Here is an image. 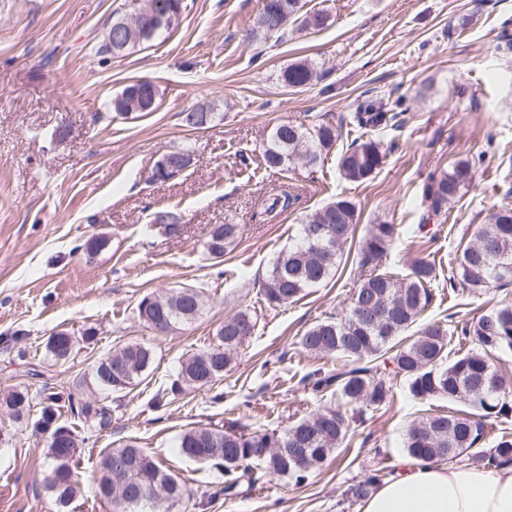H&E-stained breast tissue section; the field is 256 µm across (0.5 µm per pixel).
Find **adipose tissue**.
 I'll use <instances>...</instances> for the list:
<instances>
[{
	"label": "adipose tissue",
	"mask_w": 512,
	"mask_h": 512,
	"mask_svg": "<svg viewBox=\"0 0 512 512\" xmlns=\"http://www.w3.org/2000/svg\"><path fill=\"white\" fill-rule=\"evenodd\" d=\"M362 512H512V466L407 460L364 500Z\"/></svg>",
	"instance_id": "obj_1"
}]
</instances>
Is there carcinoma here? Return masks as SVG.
<instances>
[{"label":"carcinoma","instance_id":"cac0c4a2","mask_svg":"<svg viewBox=\"0 0 512 512\" xmlns=\"http://www.w3.org/2000/svg\"><path fill=\"white\" fill-rule=\"evenodd\" d=\"M181 0H147V14L138 28L125 34V47L116 53L122 57L131 50L152 42L162 32L178 27L182 14ZM302 0H263L253 29L254 36L297 30L321 29L329 16L323 11L304 13ZM288 89L305 88L317 78L308 63H295L280 75ZM157 89L150 82L134 81L112 97V111L118 115H139L156 108ZM403 111L387 107L382 99H367L358 104L352 115L356 127L367 132L396 129L402 125ZM343 126L314 123L306 128L290 122L274 127L263 152L265 164L272 170L286 171L296 164L299 152L310 148L306 166L321 161L323 151L333 147L342 136ZM386 156L381 142L368 138L352 142L340 156L342 176L350 182H364L380 168ZM474 175V163L460 160L448 170L432 172L421 188L419 230L444 217L448 203ZM293 204L285 191L269 195L263 214L274 219ZM181 215L171 209L154 213L153 222L165 227L169 236L182 233ZM323 229L311 239L307 229ZM355 204L338 198L317 208L300 224L297 240L281 251L272 263L265 286L268 306L294 302L307 289L326 282L339 268L347 242L355 237ZM396 236L393 224H373L360 241L356 254L358 267L367 274L351 293L345 310L331 314L310 326L299 344L315 358L336 355L350 365L335 372L318 368L302 382L318 394L334 399L336 404L300 418L282 430L245 431L196 426L179 438L180 454L208 465L224 477V485L207 495H232L243 481L254 482L253 468L260 466L271 476H288L301 482L307 473L318 469L332 454L339 452L351 435L353 423L367 410H378L393 396L392 378L401 376L413 398L423 400L434 395L462 405L446 414L429 415L408 428L403 449L413 461L457 462L466 458L474 467L496 468L512 465V433L506 430L494 438L486 449L480 446L485 437L483 420L512 416V383L508 382L487 359L492 350L512 349V303L502 302L454 335L452 325L442 321L421 324L419 319L433 300L432 286L437 280L435 263L426 258L416 260L409 272L399 276L380 270ZM238 225L215 224L208 233L205 249L219 258L234 250ZM452 290L476 293L512 282V209L494 208L479 225L476 240L457 251L448 277ZM204 307L203 292L196 287L173 288L163 295L146 294L138 302L140 321L157 330L168 331L197 319ZM377 309L383 317L373 321L364 311ZM255 322L247 312L224 319L208 347L183 360L166 393L173 396L187 389H210L234 360L237 349L249 338ZM474 342L481 351L471 349L448 359V344ZM46 352L56 362L73 357L76 348L71 337L59 330L48 337ZM153 364L152 349L140 342H128L101 357L93 367L96 385L106 393L120 392L138 385ZM73 414L87 422L106 426L105 408L80 398L69 397ZM20 423L29 422L32 408L40 405L35 426L48 432L46 453V488L59 508L67 507L80 494L74 457L64 453L61 442L77 439L75 431L58 423L56 395L26 389L8 393L0 399ZM119 460L133 464L131 472L114 476ZM97 496L112 505L114 512H173L168 503L154 497H140L136 490L164 488L168 499L184 501L193 496L187 485L174 473L163 468L146 450L127 444L106 452L98 463ZM382 476L374 473L352 484L347 491L354 502L368 498Z\"/></svg>","mask_w":512,"mask_h":512}]
</instances>
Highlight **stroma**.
<instances>
[{
  "mask_svg": "<svg viewBox=\"0 0 512 512\" xmlns=\"http://www.w3.org/2000/svg\"><path fill=\"white\" fill-rule=\"evenodd\" d=\"M125 3L0 0V396L23 387L57 395L62 420L82 439V492L68 512H112L94 490L108 449L137 444L198 496L221 476L180 454L185 430L232 423L280 430L322 408L301 379L342 362L307 355L299 338L346 307L360 270L348 260L329 283L281 307L265 303L263 282L299 222L329 201L355 204L358 235L373 224L396 225L388 266L404 272L418 258L435 261L439 276L423 321L450 315L462 324L512 302V284L482 295H457L448 284L458 246L491 207H512V53L497 49L503 25L512 26V0H306L308 11L328 13L325 28L258 39L250 32L261 0H185L175 30L123 57L99 54L106 23ZM462 14L472 24L449 34ZM300 62L317 67L319 79L284 88L282 69ZM140 79L155 84L156 109L113 118V96ZM425 84L428 96L417 97ZM370 96L404 100L407 111L400 128L378 135L389 147L382 169L352 183L338 159L363 137L349 119ZM200 103L212 104L218 119L207 129L183 126L182 113ZM288 121L339 124L343 133L317 168L275 172L263 147L272 127ZM187 144L193 165L176 179L150 182L153 164ZM472 157L475 178L449 204L445 223L419 231L428 175ZM280 189L295 196L293 206L273 222L254 221L263 199ZM162 208L181 214L180 237L153 224ZM228 222L239 227L237 246L209 259L210 227ZM95 237L106 244L87 255L83 245ZM182 285L203 291L199 318L165 334L139 321L142 295ZM240 311L253 317L254 332L215 389L189 390L153 408L152 397L180 362ZM60 329L82 339L64 364L45 352L47 337ZM130 341L152 348L153 371L134 388L105 394L93 365ZM392 392L305 481L265 476L241 494L186 512H361L345 496L349 486L397 466L406 429L450 408L441 395L414 399L399 377ZM72 395L108 405L110 425L91 433L71 419L65 408ZM46 439L0 408V512H56L44 483Z\"/></svg>",
  "mask_w": 512,
  "mask_h": 512,
  "instance_id": "35a3bbf8",
  "label": "stroma"
}]
</instances>
